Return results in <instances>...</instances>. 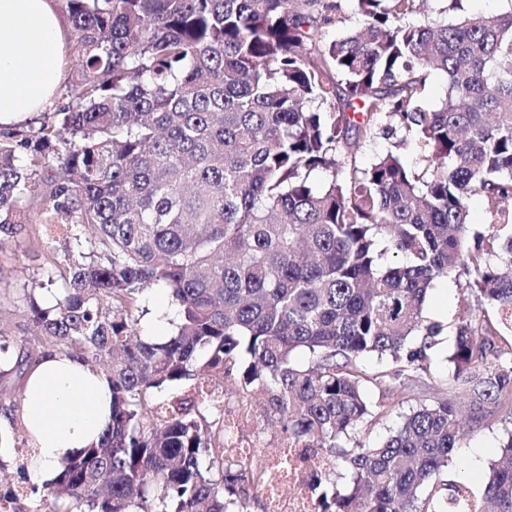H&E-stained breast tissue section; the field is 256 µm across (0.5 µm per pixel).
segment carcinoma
<instances>
[{"label": "carcinoma", "instance_id": "obj_1", "mask_svg": "<svg viewBox=\"0 0 512 512\" xmlns=\"http://www.w3.org/2000/svg\"><path fill=\"white\" fill-rule=\"evenodd\" d=\"M420 2L353 0L359 26L323 43L317 20L335 22L334 0H65L76 97L37 129L0 132V251L23 230L22 202L40 197L45 234L28 237L47 275L22 295L36 333L0 331V402L18 408L35 342L103 373L112 415L52 482L0 501L253 512L265 475L224 452L229 394L264 396L272 422L328 458L311 482L317 512H512V434L481 497L441 478L460 404L475 426L512 416V12L406 22ZM429 70L448 80L437 110L421 104ZM380 134L392 149L361 164ZM409 139L427 178L400 160ZM474 196L486 235H470ZM381 240L405 263L381 268ZM458 268L498 323L464 312L451 396L349 445L390 410L394 384L428 374L442 328L423 307ZM57 279L47 304L36 289ZM153 287L179 307L156 342L135 335ZM371 356L391 368L366 371Z\"/></svg>", "mask_w": 512, "mask_h": 512}]
</instances>
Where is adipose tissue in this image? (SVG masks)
Segmentation results:
<instances>
[{"instance_id": "1", "label": "adipose tissue", "mask_w": 512, "mask_h": 512, "mask_svg": "<svg viewBox=\"0 0 512 512\" xmlns=\"http://www.w3.org/2000/svg\"><path fill=\"white\" fill-rule=\"evenodd\" d=\"M67 39L57 0H0V126L43 111L59 84ZM21 405L35 448L27 470L43 484L62 459L98 441L112 390L102 373L54 350L30 369Z\"/></svg>"}]
</instances>
